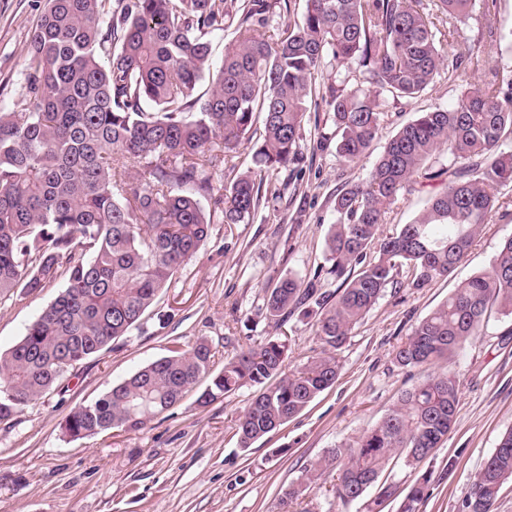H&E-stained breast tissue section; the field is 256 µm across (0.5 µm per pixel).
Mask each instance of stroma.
<instances>
[{
  "label": "stroma",
  "mask_w": 512,
  "mask_h": 512,
  "mask_svg": "<svg viewBox=\"0 0 512 512\" xmlns=\"http://www.w3.org/2000/svg\"><path fill=\"white\" fill-rule=\"evenodd\" d=\"M44 0H0V99L24 92L27 48ZM485 0H475L466 22L442 15L441 32L483 35L494 67H512V0H496L493 23ZM460 82L437 77L417 99L379 98L387 114L383 139L352 164L335 147L305 149L294 170L266 175L261 204L250 221L225 224L210 199L208 238L145 313L138 329L69 373L62 389L0 423V512H277L283 491L327 449L356 441L372 429L405 391L433 372L454 369L459 405L448 437L417 467L397 462L387 478L400 491L425 480L418 512H465L469 488L502 435L512 429V315L492 312L477 336L450 361L404 368L396 349L412 328L473 274L490 270L500 242L512 235V206L493 214L465 259L448 276L424 287L400 268L396 284L337 352L336 381L300 414L241 448L236 421L256 390L244 387L209 406L189 392L165 415L132 432H103L73 440L61 423L76 406L95 401L145 365L207 341L213 372L225 359L268 336L288 339V369L321 354L314 319L294 313L275 326L261 308L264 288L292 275L323 289L325 239L336 219L337 189L362 181L382 142L419 113L450 106ZM57 279L42 292L0 298V352L25 334L65 288ZM337 499L323 484L289 505V512H368L375 498Z\"/></svg>",
  "instance_id": "stroma-1"
}]
</instances>
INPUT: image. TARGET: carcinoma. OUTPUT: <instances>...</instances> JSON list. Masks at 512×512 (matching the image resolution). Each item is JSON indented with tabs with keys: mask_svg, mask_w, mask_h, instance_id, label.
I'll return each instance as SVG.
<instances>
[{
	"mask_svg": "<svg viewBox=\"0 0 512 512\" xmlns=\"http://www.w3.org/2000/svg\"><path fill=\"white\" fill-rule=\"evenodd\" d=\"M46 0L25 59L24 94L0 100V296L41 292L59 276L66 288L0 354V423L60 388L69 369L130 335L174 274L197 252L213 199L224 223L250 220L260 205L257 173L217 186L221 165L250 140L256 115L262 141L254 160L269 173L303 160L306 102L319 70L336 69L321 95L332 112L336 154L364 156L383 129L377 99L420 97L442 73L469 69L484 79L455 103L421 112L400 127L364 181L336 194L326 249L332 293L285 276L264 289L266 316L278 325L301 306L316 317L322 355L285 371L288 338L269 336L211 371L205 341L141 368L103 397L73 408L63 429L74 438L143 428L199 383L205 407L245 386L258 394L238 418L240 445L288 423L336 380L339 350L406 265L412 285L450 275L482 226L512 204V69L491 68L483 34L465 51L438 37V15L466 21L473 0H306L304 14L281 24L286 0ZM233 29L215 63L208 37ZM210 87L198 93L202 81ZM447 149L452 161H428ZM440 179L429 206L392 235L380 233L399 194ZM361 269L349 277L347 268ZM512 314V236L492 267L457 288L420 321L395 352L402 367L447 360L482 327L489 305ZM459 380L448 369L407 391L354 444L330 448L282 493L281 504L336 471L335 495L360 498L390 461L412 466L448 436ZM512 479V430L478 473L468 512H490ZM427 478L405 495L384 482L374 504L401 498L416 512Z\"/></svg>",
	"mask_w": 512,
	"mask_h": 512,
	"instance_id": "obj_1",
	"label": "carcinoma"
}]
</instances>
